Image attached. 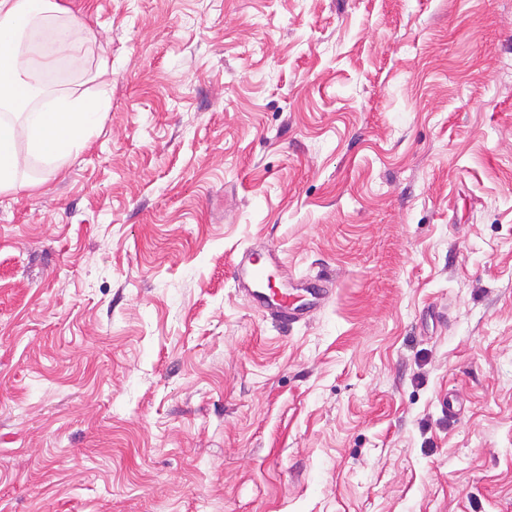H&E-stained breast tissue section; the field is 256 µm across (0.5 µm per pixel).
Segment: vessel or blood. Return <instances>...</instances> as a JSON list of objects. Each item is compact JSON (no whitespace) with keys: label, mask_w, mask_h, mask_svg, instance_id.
<instances>
[{"label":"vessel or blood","mask_w":512,"mask_h":512,"mask_svg":"<svg viewBox=\"0 0 512 512\" xmlns=\"http://www.w3.org/2000/svg\"><path fill=\"white\" fill-rule=\"evenodd\" d=\"M262 253L258 250H245L233 265L231 278L242 288L251 305L272 320L288 325L307 319L328 297V284L313 285L308 289L311 301L308 307L293 305L287 289L268 288L261 265Z\"/></svg>","instance_id":"b4317fda"}]
</instances>
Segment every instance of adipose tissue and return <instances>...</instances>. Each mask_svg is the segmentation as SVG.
I'll use <instances>...</instances> for the list:
<instances>
[{
    "mask_svg": "<svg viewBox=\"0 0 512 512\" xmlns=\"http://www.w3.org/2000/svg\"><path fill=\"white\" fill-rule=\"evenodd\" d=\"M91 30L63 16L56 0H0V193L23 185L27 165L15 146L16 130H24L29 156L47 155L65 164L82 150L109 100L57 94L42 105L31 103L28 76L52 71L63 52L94 42Z\"/></svg>",
    "mask_w": 512,
    "mask_h": 512,
    "instance_id": "adipose-tissue-1",
    "label": "adipose tissue"
}]
</instances>
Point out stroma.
Instances as JSON below:
<instances>
[{
	"mask_svg": "<svg viewBox=\"0 0 512 512\" xmlns=\"http://www.w3.org/2000/svg\"><path fill=\"white\" fill-rule=\"evenodd\" d=\"M57 2L110 108L0 194V512H512V0ZM263 253L270 259H274L272 249L243 251L241 256L233 265L231 278L233 282L242 288L249 297L251 305L272 320L288 325L307 319L328 297L331 288L329 281L321 285L302 288L309 294L312 300L308 307L294 306L288 288H268L264 277L261 259ZM278 295L279 300L270 305L267 298Z\"/></svg>",
	"mask_w": 512,
	"mask_h": 512,
	"instance_id": "obj_1",
	"label": "stroma"
}]
</instances>
